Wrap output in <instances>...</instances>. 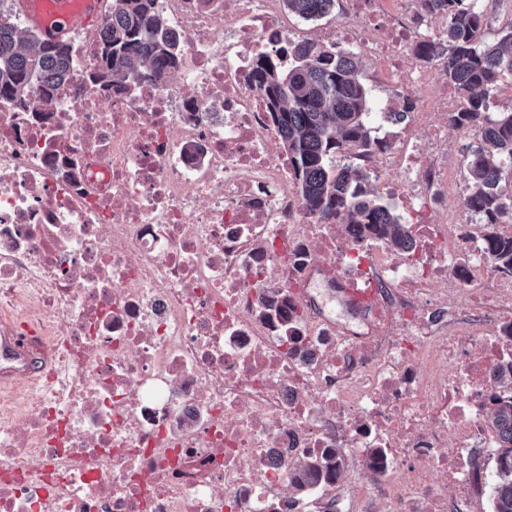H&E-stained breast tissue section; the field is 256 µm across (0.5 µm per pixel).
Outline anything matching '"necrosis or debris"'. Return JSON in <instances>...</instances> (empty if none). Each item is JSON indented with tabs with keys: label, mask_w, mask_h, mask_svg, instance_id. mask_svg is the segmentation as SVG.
Wrapping results in <instances>:
<instances>
[{
	"label": "necrosis or debris",
	"mask_w": 512,
	"mask_h": 512,
	"mask_svg": "<svg viewBox=\"0 0 512 512\" xmlns=\"http://www.w3.org/2000/svg\"><path fill=\"white\" fill-rule=\"evenodd\" d=\"M184 62L105 93L98 33L46 112L0 102V335L22 308L56 355L24 399L0 393V512H471L482 423L512 364V278L487 266L450 165L462 100L436 66L422 0H349L320 40L368 59L410 128L366 170L400 198L406 254L306 210L248 79L288 44L282 0H159ZM373 284L331 319L308 290ZM336 474L287 491L305 457Z\"/></svg>",
	"instance_id": "obj_1"
}]
</instances>
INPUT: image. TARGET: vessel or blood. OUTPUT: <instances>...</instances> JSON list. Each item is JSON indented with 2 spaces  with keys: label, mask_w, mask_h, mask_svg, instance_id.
I'll return each instance as SVG.
<instances>
[{
  "label": "vessel or blood",
  "mask_w": 512,
  "mask_h": 512,
  "mask_svg": "<svg viewBox=\"0 0 512 512\" xmlns=\"http://www.w3.org/2000/svg\"><path fill=\"white\" fill-rule=\"evenodd\" d=\"M51 0H13L18 12L37 27L49 42L62 40L72 29L88 27L103 13V0H81L79 11L50 10ZM53 358L52 349L33 329L0 335V387L15 386L19 380L41 372Z\"/></svg>",
  "instance_id": "obj_1"
}]
</instances>
